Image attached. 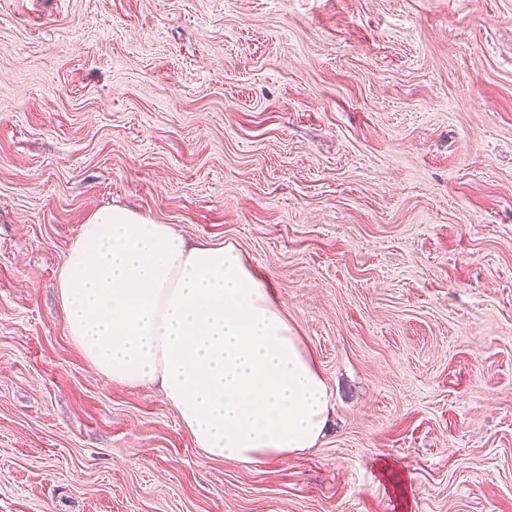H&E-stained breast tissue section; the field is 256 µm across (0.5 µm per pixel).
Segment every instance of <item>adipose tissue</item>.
Here are the masks:
<instances>
[{
  "label": "adipose tissue",
  "mask_w": 512,
  "mask_h": 512,
  "mask_svg": "<svg viewBox=\"0 0 512 512\" xmlns=\"http://www.w3.org/2000/svg\"><path fill=\"white\" fill-rule=\"evenodd\" d=\"M67 334L121 385L159 383L209 459L257 463L315 447L331 392L264 279L233 244L102 207L57 274Z\"/></svg>",
  "instance_id": "1"
}]
</instances>
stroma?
<instances>
[{
    "mask_svg": "<svg viewBox=\"0 0 512 512\" xmlns=\"http://www.w3.org/2000/svg\"><path fill=\"white\" fill-rule=\"evenodd\" d=\"M234 243L332 393L206 458L67 335L98 208ZM0 512H512V0H0Z\"/></svg>",
    "mask_w": 512,
    "mask_h": 512,
    "instance_id": "stroma-1",
    "label": "stroma"
}]
</instances>
